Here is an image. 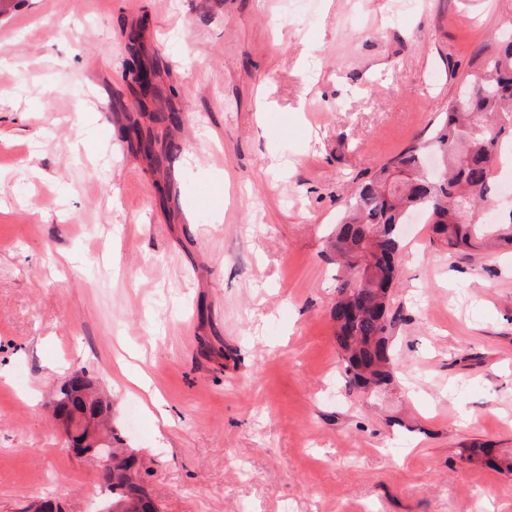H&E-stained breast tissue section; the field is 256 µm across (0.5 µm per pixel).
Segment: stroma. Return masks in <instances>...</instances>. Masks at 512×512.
Masks as SVG:
<instances>
[{
    "label": "stroma",
    "mask_w": 512,
    "mask_h": 512,
    "mask_svg": "<svg viewBox=\"0 0 512 512\" xmlns=\"http://www.w3.org/2000/svg\"><path fill=\"white\" fill-rule=\"evenodd\" d=\"M509 36L512 0L0 15V512H99L51 408L79 369L159 512H512V475L460 454L512 455V250L451 256L417 219L390 291L397 387L368 398L341 374L330 248L356 185L428 138ZM133 53L155 72L143 104ZM133 121L155 155L128 146Z\"/></svg>",
    "instance_id": "35a3bbf8"
}]
</instances>
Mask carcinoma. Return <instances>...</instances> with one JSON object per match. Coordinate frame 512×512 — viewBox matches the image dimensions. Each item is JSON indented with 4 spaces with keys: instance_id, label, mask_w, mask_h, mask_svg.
<instances>
[{
    "instance_id": "1",
    "label": "carcinoma",
    "mask_w": 512,
    "mask_h": 512,
    "mask_svg": "<svg viewBox=\"0 0 512 512\" xmlns=\"http://www.w3.org/2000/svg\"><path fill=\"white\" fill-rule=\"evenodd\" d=\"M506 144L512 145V40L488 63L481 81L462 87L460 102H448L444 119L429 139L382 164L354 189L330 242L336 264L345 270L336 295L353 292L357 307L353 317L336 324L350 388L366 387L363 373L393 357L395 319L384 308V290L392 279L381 256L401 252L398 229L412 213L427 214L433 233L450 255L512 247V210L493 222L483 217L485 202L502 191L497 169ZM363 265L371 268L377 285L358 287ZM74 392L60 387L53 415L64 414L70 405L94 416L103 410L98 397L85 401ZM102 431L114 442L115 464L104 467L100 490L115 512H128L127 505L145 495V489L134 456L123 454L112 428L105 425Z\"/></svg>"
}]
</instances>
